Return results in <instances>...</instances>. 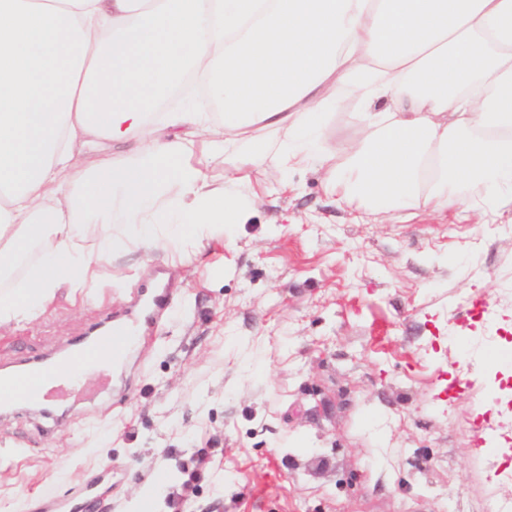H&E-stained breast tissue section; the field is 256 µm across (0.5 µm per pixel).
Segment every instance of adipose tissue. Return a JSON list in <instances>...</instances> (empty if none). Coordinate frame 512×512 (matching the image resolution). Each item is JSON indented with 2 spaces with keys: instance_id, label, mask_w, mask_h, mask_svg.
<instances>
[{
  "instance_id": "ef3b65f1",
  "label": "adipose tissue",
  "mask_w": 512,
  "mask_h": 512,
  "mask_svg": "<svg viewBox=\"0 0 512 512\" xmlns=\"http://www.w3.org/2000/svg\"><path fill=\"white\" fill-rule=\"evenodd\" d=\"M191 74L219 121L155 111ZM197 142L254 172L319 160L375 215L512 192V0H0V327L115 250L193 253L245 223ZM356 112L351 104L344 111H335L329 119L328 145L336 152L337 158H343V150L355 132Z\"/></svg>"
}]
</instances>
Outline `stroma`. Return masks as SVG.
<instances>
[{"mask_svg": "<svg viewBox=\"0 0 512 512\" xmlns=\"http://www.w3.org/2000/svg\"><path fill=\"white\" fill-rule=\"evenodd\" d=\"M261 201L250 204L251 191ZM248 223L186 258L123 250L0 328V364L60 355L131 318L157 278L174 306L109 388L0 419V512L97 494L125 512L159 468V512H484L512 500L499 449L474 453L478 396L512 413V204L411 208L367 222L317 162L265 168ZM491 356L500 371L481 372Z\"/></svg>", "mask_w": 512, "mask_h": 512, "instance_id": "obj_1", "label": "stroma"}]
</instances>
